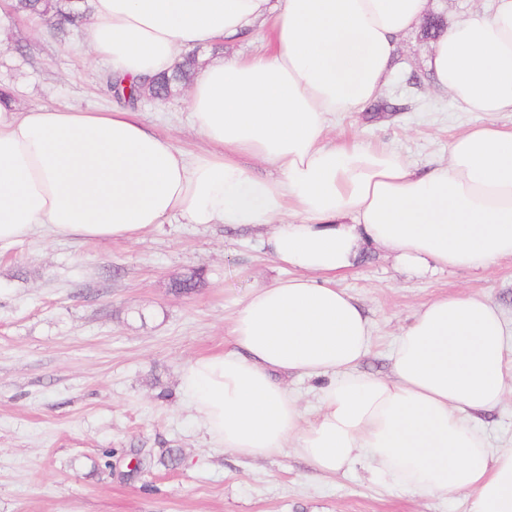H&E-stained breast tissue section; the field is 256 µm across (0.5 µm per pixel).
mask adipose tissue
Instances as JSON below:
<instances>
[{
  "label": "adipose tissue",
  "instance_id": "ef3b65f1",
  "mask_svg": "<svg viewBox=\"0 0 512 512\" xmlns=\"http://www.w3.org/2000/svg\"><path fill=\"white\" fill-rule=\"evenodd\" d=\"M429 2L91 0L86 43L130 81L268 25L276 47L200 70L189 109L207 147L192 156L124 109L0 104V252L36 234L134 241L174 219L269 226L264 244L287 277L245 297L235 349L182 369L210 438L253 458L292 439L321 473L364 457L377 482L421 496L467 490L470 512H512V447H489L475 423L512 389L501 314L476 296L426 303L384 379L358 372L371 324L336 284L366 240L422 275L512 258V129L469 128L424 175L395 152L325 141L336 114L379 95ZM428 64L459 111L512 112V0L451 23ZM253 160L271 175H255ZM291 374L322 381L312 421L284 383Z\"/></svg>",
  "mask_w": 512,
  "mask_h": 512
}]
</instances>
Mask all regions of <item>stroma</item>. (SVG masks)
I'll return each mask as SVG.
<instances>
[{
  "mask_svg": "<svg viewBox=\"0 0 512 512\" xmlns=\"http://www.w3.org/2000/svg\"><path fill=\"white\" fill-rule=\"evenodd\" d=\"M84 32L37 31L17 15L0 40V85L14 105L108 112L110 68L82 51ZM433 39L400 37L396 67L364 111L328 139H356L422 170L446 160L468 128L512 113L461 112L427 70ZM186 152L204 148L184 93L136 106ZM202 270L198 288L176 279ZM260 231L163 224L140 240L32 237L0 254V512H468L471 494L419 496L375 483L366 464L319 474L293 447L252 459L216 446L180 388L195 357L232 349V320L255 286L285 277ZM372 327L363 372L391 374L390 350L427 302L479 295L512 329V259L486 270L421 276L364 246L340 282ZM174 459L161 463L166 450ZM147 469L136 473L133 458Z\"/></svg>",
  "mask_w": 512,
  "mask_h": 512,
  "instance_id": "1",
  "label": "stroma"
}]
</instances>
